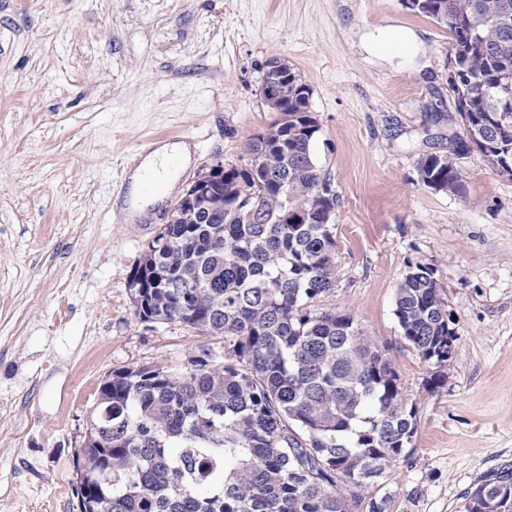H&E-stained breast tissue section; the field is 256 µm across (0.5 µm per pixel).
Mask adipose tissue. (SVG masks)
<instances>
[{"mask_svg":"<svg viewBox=\"0 0 512 512\" xmlns=\"http://www.w3.org/2000/svg\"><path fill=\"white\" fill-rule=\"evenodd\" d=\"M193 150L189 143H153L144 148L137 165L127 175V201L131 217H149L151 207L162 203L178 184L179 170L188 168Z\"/></svg>","mask_w":512,"mask_h":512,"instance_id":"obj_1","label":"adipose tissue"}]
</instances>
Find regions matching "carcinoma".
<instances>
[{
	"instance_id": "1",
	"label": "carcinoma",
	"mask_w": 512,
	"mask_h": 512,
	"mask_svg": "<svg viewBox=\"0 0 512 512\" xmlns=\"http://www.w3.org/2000/svg\"><path fill=\"white\" fill-rule=\"evenodd\" d=\"M418 12L448 29V63L478 67L455 111L512 180V0H424ZM318 132L310 112L279 113L198 222L164 225L136 263L139 314L222 336L228 357L111 372L76 450L83 486L100 490L91 512H349L341 488L400 460L415 407L389 348L350 313L311 312L338 275ZM458 156L429 154L419 173L459 196ZM395 316L425 360L448 363L455 333L432 267L409 266ZM461 512H512V471L467 493Z\"/></svg>"
}]
</instances>
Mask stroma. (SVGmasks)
Wrapping results in <instances>:
<instances>
[{
  "instance_id": "1",
  "label": "stroma",
  "mask_w": 512,
  "mask_h": 512,
  "mask_svg": "<svg viewBox=\"0 0 512 512\" xmlns=\"http://www.w3.org/2000/svg\"><path fill=\"white\" fill-rule=\"evenodd\" d=\"M394 28L413 44L378 53ZM445 28L403 0H0V512H78L75 452L115 370L224 361V339L138 314L128 280L176 196L131 220L142 146L190 143L189 188L276 115L260 87L288 60L311 88L313 152L338 195L339 273L314 312L353 314L389 348L415 433L383 478L345 488L351 512H460L512 470V181L477 150L464 193L418 172L465 139ZM433 268L455 319L440 368L394 314L408 263Z\"/></svg>"
}]
</instances>
